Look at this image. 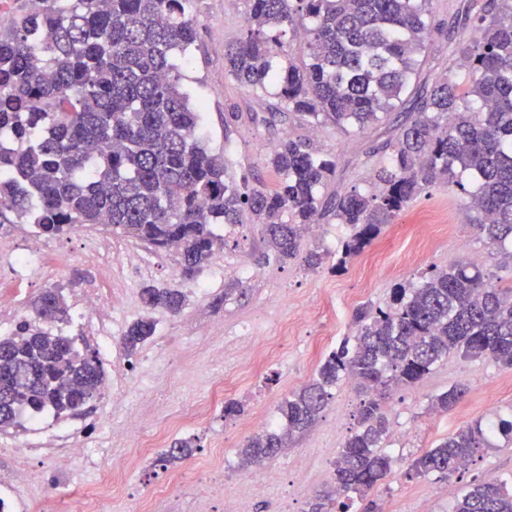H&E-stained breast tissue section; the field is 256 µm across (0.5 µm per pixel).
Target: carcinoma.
Listing matches in <instances>:
<instances>
[{
	"instance_id": "1",
	"label": "carcinoma",
	"mask_w": 512,
	"mask_h": 512,
	"mask_svg": "<svg viewBox=\"0 0 512 512\" xmlns=\"http://www.w3.org/2000/svg\"><path fill=\"white\" fill-rule=\"evenodd\" d=\"M246 37L224 54L225 72L257 98L277 99L272 116L364 132L412 102L386 162L368 188L330 199L321 190L336 158L305 139L267 154L273 190L229 171L200 136L201 105L182 88L198 30L194 0H39L33 14L0 31V224H30L57 238L91 224L157 249L174 247L190 280L213 258L216 224L249 215L264 226L265 264L296 257L304 234L326 213L348 228L336 267L360 255L426 188H460L493 247V267H434L392 289L386 308H356V333L320 361L314 377L281 402V429L254 435L247 465L276 455L310 427L331 391L348 383L366 396L357 427L333 464L332 484L311 512H381L372 490L392 472L391 389L415 384L446 357L490 358L512 369V0H484L475 34L460 40L446 71L414 90L432 34V0H249ZM301 28L294 47L285 29ZM145 314L122 344L133 355L154 335V312L180 314L182 288H142ZM72 318L64 296L44 291L19 333L0 337V432L22 418L73 417L104 380L95 349L79 351L53 326ZM455 384L429 399L446 412L465 395ZM512 420L468 424L424 450L409 474L447 480ZM180 439L162 461L188 459ZM452 512H512V480L471 484Z\"/></svg>"
}]
</instances>
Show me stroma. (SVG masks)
<instances>
[{"label":"stroma","mask_w":512,"mask_h":512,"mask_svg":"<svg viewBox=\"0 0 512 512\" xmlns=\"http://www.w3.org/2000/svg\"><path fill=\"white\" fill-rule=\"evenodd\" d=\"M248 8V0H198L193 13L198 40L181 73L186 90L203 105L204 141L224 153L234 174L258 179L271 189L278 176L265 163L266 146L288 138L307 139L337 162L336 176L323 189V197L365 188L371 169L387 160V145L395 141L404 114H393L364 133H345L331 125L314 132L294 115L284 122L271 120L269 101L246 96L224 71V51L243 37ZM231 111L237 117L230 122L226 115ZM215 232L220 237L215 254L223 258V269L207 264L186 282L175 254L156 251L151 274L128 270L126 286L131 293L119 309L123 325L143 315L140 293L145 286L181 285L189 295L179 315L157 314L154 336L127 357L128 399L134 403L146 394L138 379L158 359L162 367L155 388L162 399L152 410L155 424H165L205 401L213 379H223L225 399L243 406L235 416L214 407L205 422L170 431V438H192L197 443L192 456L176 468L184 482L173 494L170 512H196L218 448L224 451L226 481L224 499L212 512H309L315 492L332 481V463L356 426L361 394L350 384L334 390L316 422L270 459L281 481L261 494L247 493L235 480L233 465L240 460L245 440L267 431L268 420L278 417L280 402L312 379L329 351L354 335L357 306L385 304L395 284L414 280L429 267L489 262L491 248L474 224L465 196L441 187L422 192L340 270L328 262L318 271H308L299 257L281 265L258 264V256L268 249L259 224H220ZM56 244L65 260L33 280L30 297L57 288L69 298L96 277L77 259L83 244L79 232L57 238ZM242 346L260 354L248 372L238 369L234 356ZM174 348L182 351L181 360L168 359ZM460 382L467 392L451 410L441 415L428 412L430 396ZM387 407L392 431L386 450L394 459V470L372 492L384 512H451L456 497L473 481L512 476V443L502 440L479 451L468 468L451 479L406 476L414 457L460 427L497 415L512 419V370L489 358L451 356L418 384L392 391ZM121 421L120 412L97 407L68 418L67 430L76 439L99 446L109 426ZM170 470L152 458L130 472L124 492L103 505L102 512H131L134 499L166 482Z\"/></svg>","instance_id":"stroma-1"}]
</instances>
